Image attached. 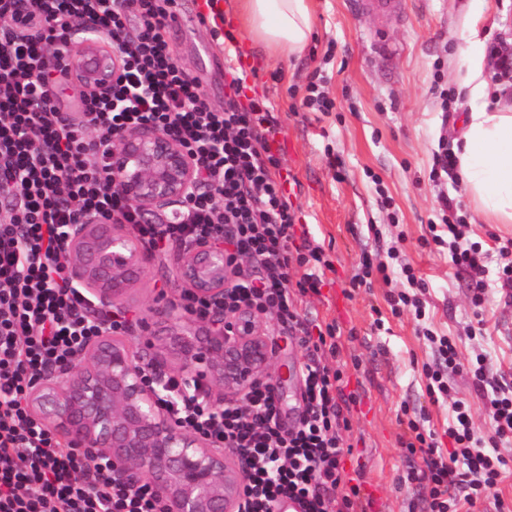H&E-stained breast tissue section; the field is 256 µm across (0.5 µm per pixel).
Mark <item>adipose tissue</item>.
Masks as SVG:
<instances>
[{
    "label": "adipose tissue",
    "instance_id": "ef3b65f1",
    "mask_svg": "<svg viewBox=\"0 0 512 512\" xmlns=\"http://www.w3.org/2000/svg\"><path fill=\"white\" fill-rule=\"evenodd\" d=\"M253 41L292 58L304 53L313 34L309 0H242ZM453 70L477 108L467 112L454 154L466 191L479 215L512 224V105L482 106L488 95L487 53L469 43L454 59Z\"/></svg>",
    "mask_w": 512,
    "mask_h": 512
}]
</instances>
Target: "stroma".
Listing matches in <instances>:
<instances>
[{
	"label": "stroma",
	"mask_w": 512,
	"mask_h": 512,
	"mask_svg": "<svg viewBox=\"0 0 512 512\" xmlns=\"http://www.w3.org/2000/svg\"><path fill=\"white\" fill-rule=\"evenodd\" d=\"M215 18L199 19L206 4ZM316 25L311 43L290 61L251 47L240 19V0H177L180 19L168 35L176 62L189 70L210 107L223 111L229 70L246 77L248 96L266 102L284 146L282 163L297 176L294 200L300 223L308 225L334 264L320 294L299 304L302 314L326 325L338 324L341 357L348 362V391L358 402L349 415L348 442L362 466L374 512H426L425 489L402 483L412 458L398 443L402 411H421L426 427L447 444L448 402L427 392L423 369L437 355L421 333L428 327L454 337L461 359L486 354L495 371L512 381V286L490 276L484 308L472 303L464 276L448 263L445 248L426 246L428 221L441 196L454 198L466 217L468 242L490 249L494 238H512V224H488L473 209L462 183L429 177L433 157L451 145L468 109L456 81L453 58L469 37L484 46L512 52V0H490L487 18L469 27L471 0H394L385 14L353 10L351 0H311ZM323 75V90L335 107L315 112L302 104L305 87ZM446 85L449 113H442L431 88ZM339 157V167L328 164ZM398 247L426 282L421 295L426 319L412 312L392 314L389 288L379 275L370 284L350 285L362 254ZM176 252L148 253L144 271L130 285L123 309L134 323L126 341L144 361L164 363L179 373L178 359L164 350L166 335L157 309L180 302L185 288L176 276ZM382 327H375V318ZM273 349V367L288 378L281 391L284 426L304 414V379L299 370L306 350L297 337L278 332L272 316L261 318Z\"/></svg>",
	"instance_id": "obj_1"
}]
</instances>
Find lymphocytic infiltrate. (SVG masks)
<instances>
[{"label":"lymphocytic infiltrate","instance_id":"1","mask_svg":"<svg viewBox=\"0 0 512 512\" xmlns=\"http://www.w3.org/2000/svg\"><path fill=\"white\" fill-rule=\"evenodd\" d=\"M176 0H0V512H165L149 482L130 485L106 457L69 447L29 409L32 382L71 361L91 337L120 323L97 318L86 289L65 276L63 238L69 225L93 217L130 225L156 249H189L223 238L229 260L244 257L262 271L238 275L224 290V308L272 314L306 350V411L285 428L280 405L259 384L244 404L215 410L205 397L180 394L165 376L163 410L178 424L228 449L249 468L238 512H275L282 496L303 512H370L361 468L346 469L345 433L355 393L342 368L323 364L337 352L340 329L300 314L297 298L320 294L324 249L296 223L291 200L299 182L273 151L274 117L264 101L246 98L245 78L231 74L224 111L210 108L195 79L173 58L168 29ZM104 35L120 67L108 95L84 97L74 116L61 108L69 47L81 34ZM155 126L194 157L196 185L187 204L148 221L108 186L112 139ZM464 216L443 199L428 227L435 245L466 276L483 303L486 253L463 241ZM439 362L426 367L428 392L449 396L448 373L468 369L486 402L491 435L475 430L470 408L452 400L441 448L423 417L407 416L399 443L421 456L408 483L425 486L429 512H479L493 500L512 512L497 487L512 445V382L494 373L487 356L462 365L452 337L434 338Z\"/></svg>","mask_w":512,"mask_h":512}]
</instances>
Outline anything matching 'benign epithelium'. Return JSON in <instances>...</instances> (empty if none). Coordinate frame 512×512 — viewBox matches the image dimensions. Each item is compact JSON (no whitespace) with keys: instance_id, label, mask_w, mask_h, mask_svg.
Returning a JSON list of instances; mask_svg holds the SVG:
<instances>
[{"instance_id":"1","label":"benign epithelium","mask_w":512,"mask_h":512,"mask_svg":"<svg viewBox=\"0 0 512 512\" xmlns=\"http://www.w3.org/2000/svg\"><path fill=\"white\" fill-rule=\"evenodd\" d=\"M70 71L92 91L105 89L119 61L102 50L101 39H85L70 53ZM109 184L141 210H160L186 201L195 186V162L165 131L141 127L114 139ZM69 278L104 305L119 301L143 270L146 251L124 224L84 219L64 237ZM181 280L216 303L197 332L168 336V349L180 360L185 384L200 374L198 365L223 394L215 408L241 403L250 388L276 389L272 350L259 316L224 310V287L238 269L224 257V244L208 239L182 253ZM85 366L70 363L48 369L30 390L33 412L67 444L108 457L136 483L149 481L166 512H237L247 485V469L224 452L187 432L159 407L151 374L162 373L140 361L126 341L102 334L84 344Z\"/></svg>"}]
</instances>
